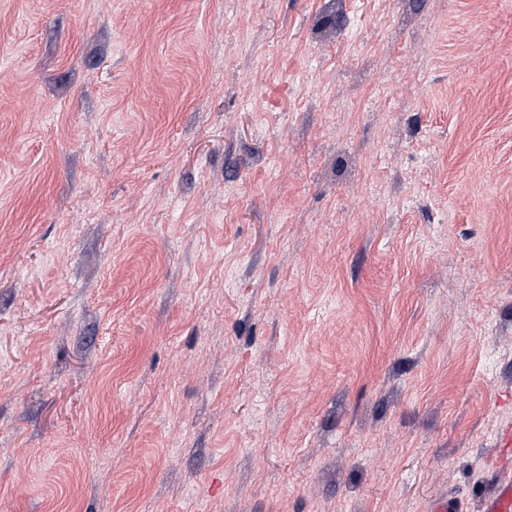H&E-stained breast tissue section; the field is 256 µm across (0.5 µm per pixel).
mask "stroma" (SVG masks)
Returning <instances> with one entry per match:
<instances>
[{
    "mask_svg": "<svg viewBox=\"0 0 512 512\" xmlns=\"http://www.w3.org/2000/svg\"><path fill=\"white\" fill-rule=\"evenodd\" d=\"M512 428V0H0V512H480Z\"/></svg>",
    "mask_w": 512,
    "mask_h": 512,
    "instance_id": "1",
    "label": "stroma"
}]
</instances>
